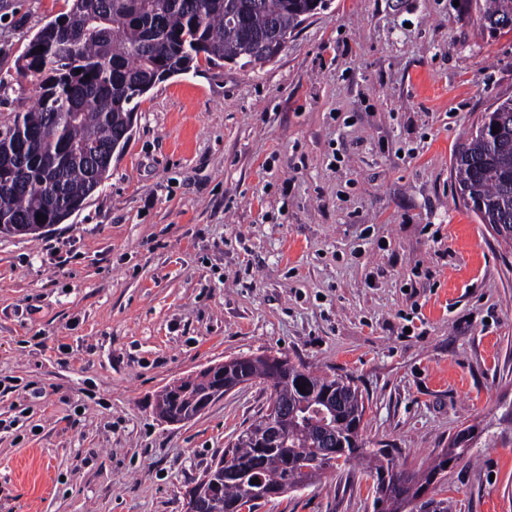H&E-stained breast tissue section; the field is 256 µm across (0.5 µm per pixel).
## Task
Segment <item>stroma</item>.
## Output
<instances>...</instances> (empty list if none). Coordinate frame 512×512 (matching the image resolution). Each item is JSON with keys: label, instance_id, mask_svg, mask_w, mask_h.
I'll return each mask as SVG.
<instances>
[{"label": "stroma", "instance_id": "obj_1", "mask_svg": "<svg viewBox=\"0 0 512 512\" xmlns=\"http://www.w3.org/2000/svg\"><path fill=\"white\" fill-rule=\"evenodd\" d=\"M485 0H331L271 62L156 84L84 208L0 234V512H186L266 408L240 386L169 423L156 398L236 357L352 378L367 447L436 498L512 512V243L466 210L457 149L512 98ZM72 0H0V120L30 110L28 41ZM258 512H375L360 463Z\"/></svg>", "mask_w": 512, "mask_h": 512}]
</instances>
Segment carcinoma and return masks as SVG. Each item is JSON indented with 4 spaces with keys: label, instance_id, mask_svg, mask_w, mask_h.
<instances>
[{
    "label": "carcinoma",
    "instance_id": "carcinoma-1",
    "mask_svg": "<svg viewBox=\"0 0 512 512\" xmlns=\"http://www.w3.org/2000/svg\"><path fill=\"white\" fill-rule=\"evenodd\" d=\"M327 0H73L70 10L49 21L28 42L18 69L41 90L31 112L0 122V233L28 235L42 224H61L80 210L107 177L100 157L121 153L139 99L156 84L191 70L204 59L271 61L270 45L288 42L302 21ZM484 25L512 31V0H488ZM43 50H37V47ZM499 132L492 133V128ZM460 197L482 223L503 225L512 241V98L497 100L455 157ZM43 215L37 220V215ZM270 383V401L280 411L278 432L267 462L245 430L229 449L232 465L217 464L193 487L198 500L216 512H235L243 500H257L269 485L282 493L307 486L338 467L332 457L304 464L322 447L318 410L327 412L336 444L347 449L344 463H366L374 481L378 512H405L438 470L408 472L386 448L368 449L361 437L365 405L357 389L341 378L327 380L285 360L270 370L265 355L224 367V385L244 377ZM217 379L199 373L164 388L156 409L195 417L197 403ZM305 385V392L298 386ZM475 427L448 442V461L470 447ZM257 478L260 483L253 484Z\"/></svg>",
    "mask_w": 512,
    "mask_h": 512
}]
</instances>
